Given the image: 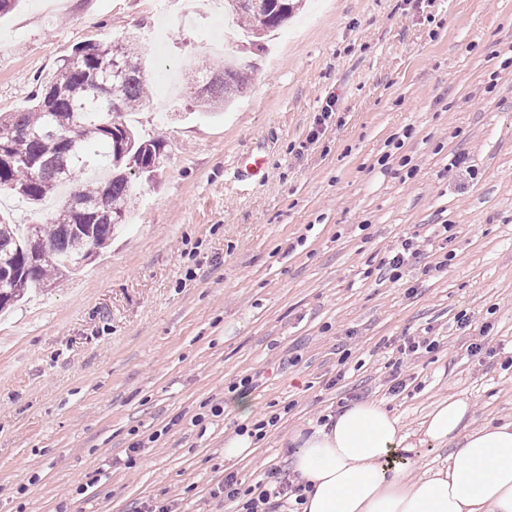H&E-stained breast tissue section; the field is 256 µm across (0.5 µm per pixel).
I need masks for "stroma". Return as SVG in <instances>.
<instances>
[{
  "label": "stroma",
  "instance_id": "35a3bbf8",
  "mask_svg": "<svg viewBox=\"0 0 512 512\" xmlns=\"http://www.w3.org/2000/svg\"><path fill=\"white\" fill-rule=\"evenodd\" d=\"M155 2L21 0L0 18V113L78 45L139 33L152 101L130 120L167 153L100 259L0 317V512H241L214 494L226 473L287 470L289 435L357 400L418 441L410 480L449 455L419 442L448 397L474 425L511 421L512 0H304L262 52L232 14ZM192 57L250 67L220 117L160 80ZM256 151L266 176L246 186L236 160ZM409 237L436 269L391 281ZM425 334L439 346L400 360ZM245 376L255 416L280 420L231 466L239 422L209 411Z\"/></svg>",
  "mask_w": 512,
  "mask_h": 512
}]
</instances>
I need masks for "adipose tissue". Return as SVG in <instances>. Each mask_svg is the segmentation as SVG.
<instances>
[{
    "instance_id": "1",
    "label": "adipose tissue",
    "mask_w": 512,
    "mask_h": 512,
    "mask_svg": "<svg viewBox=\"0 0 512 512\" xmlns=\"http://www.w3.org/2000/svg\"><path fill=\"white\" fill-rule=\"evenodd\" d=\"M471 419L463 397L429 414L422 442L452 452L416 482L404 475L409 436L379 402L357 401L295 430L289 470L310 486L301 512H512V421Z\"/></svg>"
}]
</instances>
